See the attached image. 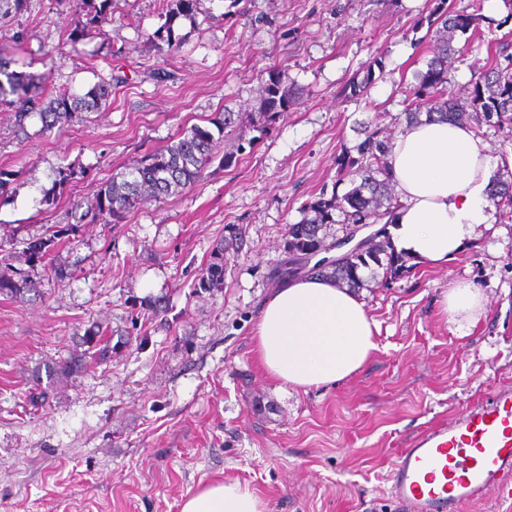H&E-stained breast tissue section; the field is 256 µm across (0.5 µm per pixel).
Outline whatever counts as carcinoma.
Segmentation results:
<instances>
[{"label":"carcinoma","instance_id":"1","mask_svg":"<svg viewBox=\"0 0 512 512\" xmlns=\"http://www.w3.org/2000/svg\"><path fill=\"white\" fill-rule=\"evenodd\" d=\"M114 0H102L100 7L87 14L82 29L72 36L78 42L85 35H100L104 25L110 21ZM166 8L162 9L159 19L161 25L152 38L159 41H171V23L175 17H195L198 0H162ZM447 0H439L440 6L433 11L434 20L441 21L436 29L438 36L437 54L421 74L418 85L413 89L408 103L406 120L417 121L421 115L433 119H459L461 113L451 100L445 98L448 77V56L456 54L450 45L446 32L459 30H477L479 17L474 13H464L443 7ZM112 93V82L101 81L86 93L78 95L66 89H58L49 94L36 90L32 78L25 72L9 70L8 63L0 60V105L15 110L19 130L25 129V121L31 116L39 118L42 129L50 131L58 125L72 123L82 119L84 112H98L106 105ZM295 99L282 87L280 78L270 75L264 88L262 109L264 113L275 116L288 111ZM472 108L475 115L489 123H512V54L503 55V60L493 59L480 68L473 90ZM254 127L252 115L248 112H225L223 118L209 121V126L193 124L185 126L162 148L147 153L124 166L112 175V180L102 183L96 194L95 204L81 218L88 223L118 224L139 204L142 195L147 193L155 198H165L183 191L200 181L204 170L210 165L224 137L230 132L244 137ZM391 145L379 138L373 131L357 147L358 156L348 153L339 158L340 172L352 185L341 196L336 194L328 198L323 196L307 203L306 210L313 216L298 224L288 226L287 238L296 250L308 246L314 247L325 239L323 229L336 223L334 214L343 216L340 229L347 234L350 225L377 222L384 216H392L398 204L392 202L390 186L392 174L387 163V154ZM493 187L489 201L497 208L512 213V181L492 179ZM224 239L217 242L210 260L196 279L194 287L206 292L217 291L224 287V254L239 249L243 244L242 231L235 224L224 226ZM68 232L65 227L51 226L39 237L21 240L23 252L31 266H46L49 256L58 240ZM383 270L385 281H394L406 273L403 256L395 252L388 231H383L382 240L371 250L351 254L337 268H321L314 275L329 277L336 283L352 290L368 286L363 275L367 270L376 275ZM34 292L33 282L26 272L17 271L11 275L0 273V296L16 301H25ZM78 350L66 359L38 370L32 374V384L28 400L31 405L43 404L47 399L48 383L71 377L86 367L91 359L102 363L112 357L110 339L103 336L96 327L86 329L78 338Z\"/></svg>","mask_w":512,"mask_h":512}]
</instances>
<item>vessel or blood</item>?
Instances as JSON below:
<instances>
[{
    "label": "vessel or blood",
    "mask_w": 512,
    "mask_h": 512,
    "mask_svg": "<svg viewBox=\"0 0 512 512\" xmlns=\"http://www.w3.org/2000/svg\"><path fill=\"white\" fill-rule=\"evenodd\" d=\"M390 482V499L406 512H461L494 492L512 498V387L418 435Z\"/></svg>",
    "instance_id": "b4317fda"
}]
</instances>
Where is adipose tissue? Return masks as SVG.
<instances>
[{
  "label": "adipose tissue",
  "instance_id": "adipose-tissue-1",
  "mask_svg": "<svg viewBox=\"0 0 512 512\" xmlns=\"http://www.w3.org/2000/svg\"><path fill=\"white\" fill-rule=\"evenodd\" d=\"M388 164L400 205L389 227L397 252L442 265L494 221L488 189L496 163L488 146L457 121L406 124ZM447 323L468 335L485 310L480 288L460 283L441 299ZM377 322L362 298L322 277L291 279L265 300L255 354L280 388L329 387L359 372L378 348ZM181 512H270L248 486L217 482L188 497Z\"/></svg>",
  "mask_w": 512,
  "mask_h": 512
}]
</instances>
